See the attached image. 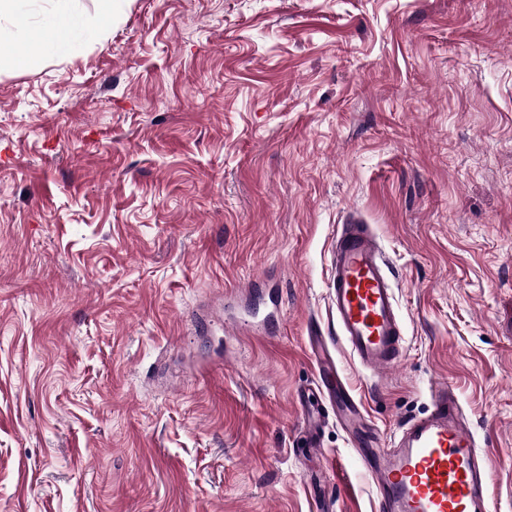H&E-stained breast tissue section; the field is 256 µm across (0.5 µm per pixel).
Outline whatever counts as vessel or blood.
<instances>
[{"label":"vessel or blood","instance_id":"b4317fda","mask_svg":"<svg viewBox=\"0 0 512 512\" xmlns=\"http://www.w3.org/2000/svg\"><path fill=\"white\" fill-rule=\"evenodd\" d=\"M369 225L354 218L336 234L328 306L336 341L361 369L377 374L404 355V328L395 285ZM431 408L408 420L393 447L371 443L361 461L380 512H490L489 463L479 450L448 383L436 384ZM336 415L357 436L365 408L346 388L336 390Z\"/></svg>","mask_w":512,"mask_h":512}]
</instances>
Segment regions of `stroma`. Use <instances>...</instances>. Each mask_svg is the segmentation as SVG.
<instances>
[{
	"instance_id": "1",
	"label": "stroma",
	"mask_w": 512,
	"mask_h": 512,
	"mask_svg": "<svg viewBox=\"0 0 512 512\" xmlns=\"http://www.w3.org/2000/svg\"><path fill=\"white\" fill-rule=\"evenodd\" d=\"M62 10L0 70V512H379L316 336L382 447L454 385L512 512V0H17L0 53ZM351 212L378 375L328 308ZM70 18L65 12L58 13L51 25L45 32L41 41L32 49V54L40 50L45 43H53L56 45H63L66 41ZM362 223L353 218L337 231L328 306L337 343L358 367L378 374L403 358L404 328L380 244Z\"/></svg>"
}]
</instances>
